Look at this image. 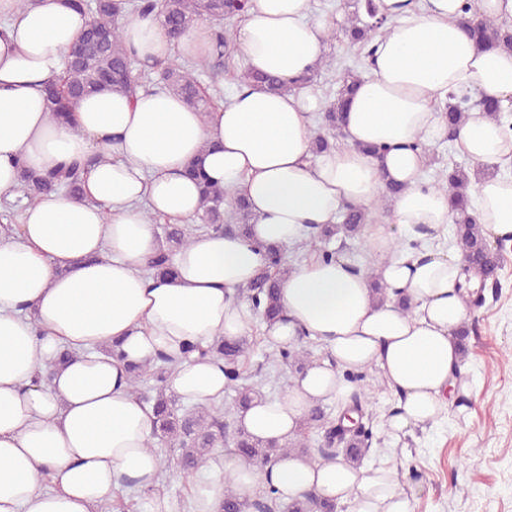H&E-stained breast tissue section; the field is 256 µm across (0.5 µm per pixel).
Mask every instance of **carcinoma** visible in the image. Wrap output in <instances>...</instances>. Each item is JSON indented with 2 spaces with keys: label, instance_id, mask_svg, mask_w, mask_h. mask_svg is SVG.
<instances>
[{
  "label": "carcinoma",
  "instance_id": "cac0c4a2",
  "mask_svg": "<svg viewBox=\"0 0 512 512\" xmlns=\"http://www.w3.org/2000/svg\"><path fill=\"white\" fill-rule=\"evenodd\" d=\"M64 4L84 17L85 23L79 37L66 56L64 69L47 81L45 86L46 109L56 119H63L70 111L73 101L84 95L108 88L115 92L133 93L141 86L139 75L134 69V52L124 43L121 22L129 14L142 18L151 17L159 22L172 40H178L192 27L207 23L212 28L213 43L210 53L198 60L171 58L155 64V84L182 97L199 112L215 109V97L202 88L198 71L224 72L232 78L237 89L259 85L274 93H282L295 86L312 85L317 82L319 72L331 67L332 61L325 60L302 77L286 81L281 77L255 71L235 60L231 48L230 32L234 22L246 17L251 0H63ZM378 7L374 0H354L353 11L344 14L341 22L330 20V37L342 34L348 43L356 47V55L368 58L375 40L383 35L388 18L377 19ZM463 23L477 49H503L512 51V26L491 18L479 20L463 18ZM360 80L358 72L349 69L342 85L336 90L333 101L321 118L322 129L314 131L310 154L318 156L333 147L331 138L340 131L342 113ZM470 108L464 106L461 98L446 103L443 108L448 122L444 141H453L455 128L468 117ZM83 165L73 161L53 172H36L25 167L19 172V191L14 206L23 200L32 201L60 190L75 195L80 192ZM189 175L197 182L201 191L202 209L197 215L201 228L207 231L246 236L251 229L252 215L249 205L239 200L225 203L224 191L211 181L202 166L194 163ZM447 181L452 192L451 218L453 236L464 258L463 273L474 275L484 283L494 280L502 266L504 243L490 241L482 225L478 224L470 207L467 172L457 167L448 171ZM341 222L327 226H311L304 232L302 245L313 247L319 258L333 261L342 257L343 249L330 247L332 238L338 233L353 239L362 235V228L372 223L374 217L365 208L347 207L339 214ZM165 242L149 266L151 273L171 275L174 273L171 257L189 244L191 234L180 224L163 227ZM370 282L372 295L382 301L386 298L385 288L375 273L374 262L361 264ZM289 265L283 261L280 250L269 251L268 262L257 277L241 292L252 307L255 318L266 323L275 320L282 312L279 282L288 273ZM308 337L298 336V343L274 349L267 362L276 375L283 372L300 373L314 362L311 348L305 345ZM200 356H210L224 362L227 388L236 393L234 405L222 410L223 402L215 401L207 406L185 408L176 403L165 392L164 382L173 370L175 361L166 355H159L153 363L130 369L129 384L133 392L153 405L157 416L153 434L155 441L149 448L165 462L157 446L177 447L181 450L180 466L189 476L201 474V468L220 448L231 444L235 452L248 460L266 465L290 452L307 456L312 461L334 460L336 449L330 447L334 434L323 431L324 412L321 407L312 408L299 425L301 439L283 447L265 443L247 434L237 426L236 415L246 408L260 391L248 383L246 375L250 346L247 339L240 337L232 341L216 339L207 348L199 349ZM346 377L358 382V390L351 395V405L366 412L368 393L361 384L366 374L346 373ZM153 380V394L142 392L141 386ZM371 430L349 432L344 435V455L356 466L364 465L369 452ZM222 512H336V505L313 494L284 501L279 491L267 485L259 497L249 499L240 496L227 480Z\"/></svg>",
  "mask_w": 512,
  "mask_h": 512
}]
</instances>
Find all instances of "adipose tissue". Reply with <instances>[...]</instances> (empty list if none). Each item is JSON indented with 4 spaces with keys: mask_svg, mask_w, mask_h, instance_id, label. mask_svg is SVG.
<instances>
[{
    "mask_svg": "<svg viewBox=\"0 0 512 512\" xmlns=\"http://www.w3.org/2000/svg\"><path fill=\"white\" fill-rule=\"evenodd\" d=\"M463 5L422 0L394 18L348 103L343 146L314 162L312 116L324 104L307 86L282 94L248 87L206 113L166 91H104L80 100L66 120L53 119L44 88L84 19L61 0L23 10L0 0L9 17L0 38V193L16 186L19 165L43 172L89 163L79 196L24 203L17 228H0V512H100L112 489L129 482L150 493V512H175L153 492L156 417L133 393L126 364L167 353L176 360L169 393L193 405L223 399L221 364L197 350L249 332V306L235 294L264 266L267 247L302 240L308 225L335 223L346 206L377 203L390 182L402 187L392 224L364 230L386 299L372 300L367 278L348 260L293 266L281 283L283 314L264 334L282 347L306 333L331 359L281 396L256 399L240 423L258 439L285 442L315 404H348L355 384L346 372L369 366L402 395L387 420L392 435L442 419L462 368L455 333L467 305L458 284L473 292L480 281L463 279L461 253L393 251L450 221L449 195L426 181L415 148L444 137L439 102L470 92L512 104V52L477 50L459 23ZM122 29L145 65L176 53L198 59L211 46L203 24L176 43L149 18L127 16ZM327 32L311 0H253L233 39L250 68L291 81L320 62ZM454 145L488 168L512 158V139L479 111L460 125ZM374 146L382 156L371 154ZM197 158L226 199L249 202L252 236H194L173 258L175 276L148 274L160 249L154 218L185 224L200 210L199 189L185 174ZM470 195L488 234L512 236V178L485 177ZM116 342L124 361L110 353ZM66 349L71 359L58 364ZM204 472L193 484L195 512H220L226 485L250 497L262 482L283 498L310 492L350 512H412L389 467L356 468L341 458L318 465L296 453L262 467L221 454ZM45 477L52 491L42 490Z\"/></svg>",
    "mask_w": 512,
    "mask_h": 512,
    "instance_id": "obj_1",
    "label": "adipose tissue"
}]
</instances>
